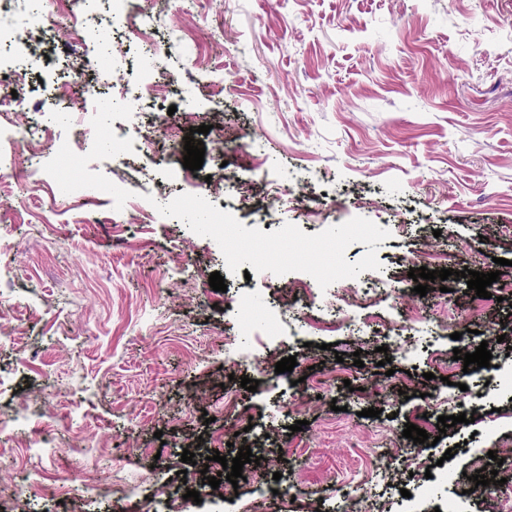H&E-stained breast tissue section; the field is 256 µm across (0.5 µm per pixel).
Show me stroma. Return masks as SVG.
<instances>
[{
    "instance_id": "stroma-1",
    "label": "stroma",
    "mask_w": 512,
    "mask_h": 512,
    "mask_svg": "<svg viewBox=\"0 0 512 512\" xmlns=\"http://www.w3.org/2000/svg\"><path fill=\"white\" fill-rule=\"evenodd\" d=\"M140 8L116 19L110 0L76 16L69 0H20L0 42V71L21 78L16 103L0 112V411L17 419L0 448L63 488L58 500L34 487L17 499L14 467L0 466V512H166L162 487L182 512H339L344 496L363 493L377 512H435L445 501L483 512L471 476L512 458V296L477 297L463 278L415 294L403 256L420 235L428 269L512 273V0ZM148 41L174 76L151 95L141 89ZM105 57L117 85L102 81ZM91 83L134 107L112 123L132 137V153L89 165L131 190L119 211L109 194L63 193L30 166L34 155L50 160V141L89 152L95 105L82 87ZM203 124L204 163L191 171L180 151ZM181 193L267 233L367 218L391 236L377 245L381 271L360 279L389 280L400 295L349 308L350 331L332 330L348 280L323 290L303 272L226 274L216 242L156 210ZM215 271L226 291L210 287ZM291 288L314 297L309 315L274 340L258 321L243 331L247 299L276 315ZM401 307L426 312L407 357L380 351ZM483 342L491 367L467 373L450 360ZM289 356L293 371L259 367ZM244 376L256 391L242 388ZM427 394L449 402L424 411ZM369 407L379 417L363 416ZM463 412L472 423L439 432V416ZM408 422L437 439L421 446L431 471L368 464L373 432ZM46 430L66 464L40 447ZM243 445L254 460L237 497L221 499L208 483L222 470L213 456L235 458ZM354 469L367 485L337 482ZM275 481L285 494L252 498L253 486ZM192 489L200 502L187 499Z\"/></svg>"
}]
</instances>
